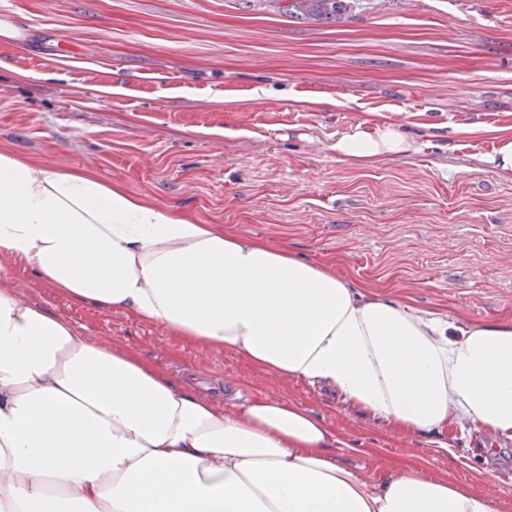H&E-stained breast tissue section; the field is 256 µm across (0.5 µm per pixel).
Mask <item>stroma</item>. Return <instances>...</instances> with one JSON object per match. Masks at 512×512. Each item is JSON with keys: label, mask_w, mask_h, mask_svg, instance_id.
Instances as JSON below:
<instances>
[{"label": "stroma", "mask_w": 512, "mask_h": 512, "mask_svg": "<svg viewBox=\"0 0 512 512\" xmlns=\"http://www.w3.org/2000/svg\"><path fill=\"white\" fill-rule=\"evenodd\" d=\"M3 16L27 39L0 43V149L288 243L423 311L512 316V181L484 161L494 129L512 127V0H358L336 23L241 0H0ZM371 112L394 113L414 146L348 166L332 146ZM0 284L215 394L300 402L353 441L357 474L409 461L512 504V443L449 428L457 453L443 454L232 352L73 301L21 264L0 265Z\"/></svg>", "instance_id": "35a3bbf8"}]
</instances>
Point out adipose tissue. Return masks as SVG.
Returning <instances> with one entry per match:
<instances>
[{
  "label": "adipose tissue",
  "mask_w": 512,
  "mask_h": 512,
  "mask_svg": "<svg viewBox=\"0 0 512 512\" xmlns=\"http://www.w3.org/2000/svg\"><path fill=\"white\" fill-rule=\"evenodd\" d=\"M411 146L393 114L372 112L335 150L362 167ZM13 261L73 300L329 389L440 452L450 427L512 442V317L437 316L91 169L4 149L0 262ZM344 445L300 403L220 402L0 286V512H502L409 463L363 478Z\"/></svg>",
  "instance_id": "ef3b65f1"
}]
</instances>
